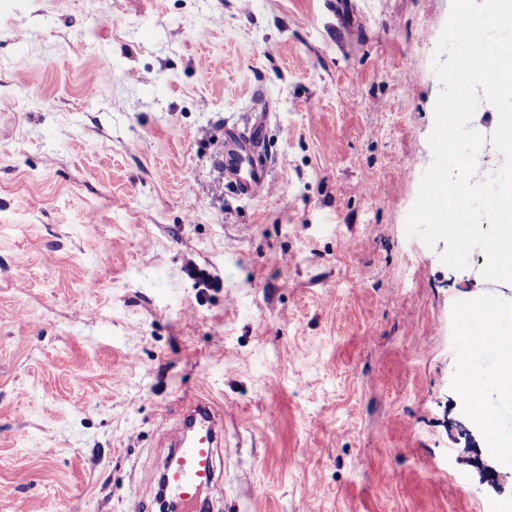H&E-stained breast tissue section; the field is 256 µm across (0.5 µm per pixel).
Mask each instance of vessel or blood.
Wrapping results in <instances>:
<instances>
[{"label":"vessel or blood","mask_w":512,"mask_h":512,"mask_svg":"<svg viewBox=\"0 0 512 512\" xmlns=\"http://www.w3.org/2000/svg\"><path fill=\"white\" fill-rule=\"evenodd\" d=\"M324 4L336 19L337 30L351 35L352 0H324ZM265 132L261 118L247 130L232 126L224 131L219 166L227 186L240 197L256 199L270 189L266 169L257 161ZM223 432V413L206 401H190L174 446L159 470L163 496L178 505L180 512H214L213 500L221 483L217 457Z\"/></svg>","instance_id":"vessel-or-blood-1"}]
</instances>
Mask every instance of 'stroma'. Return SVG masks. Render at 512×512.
<instances>
[{"label": "stroma", "instance_id": "stroma-1", "mask_svg": "<svg viewBox=\"0 0 512 512\" xmlns=\"http://www.w3.org/2000/svg\"><path fill=\"white\" fill-rule=\"evenodd\" d=\"M451 0H0V512L153 505L182 398L223 512H495L481 250L405 231ZM264 115L272 192L214 158ZM206 270L197 288L186 269ZM325 8L336 18V30L353 36L354 13L351 0H324ZM512 377V361L506 364L489 377H470L467 376L460 385V394L467 404L472 408L476 416L481 420L486 437V452L491 456L500 454L504 448L500 443L490 442L487 438L493 431H498V424L493 416H490L482 410V394L484 385L488 380L498 382L499 379H509Z\"/></svg>", "mask_w": 512, "mask_h": 512}]
</instances>
